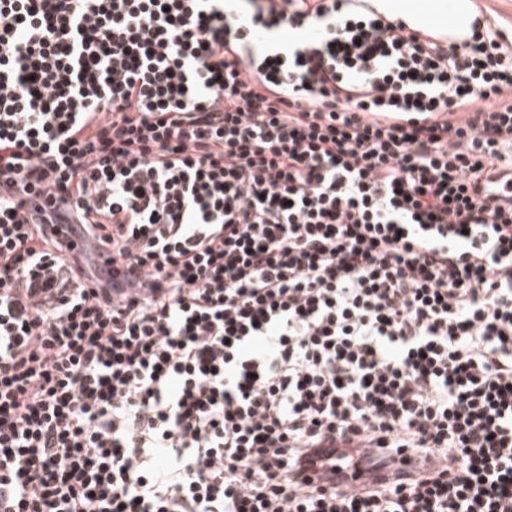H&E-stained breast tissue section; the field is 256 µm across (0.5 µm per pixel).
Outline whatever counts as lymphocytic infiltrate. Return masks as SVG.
Returning <instances> with one entry per match:
<instances>
[{"label": "lymphocytic infiltrate", "instance_id": "lymphocytic-infiltrate-1", "mask_svg": "<svg viewBox=\"0 0 512 512\" xmlns=\"http://www.w3.org/2000/svg\"><path fill=\"white\" fill-rule=\"evenodd\" d=\"M359 0H0V512H512V49ZM486 22V17L483 14L476 12L458 25L449 23L440 29H427L413 23H406L404 33L413 34L419 29H426L432 34V38L435 41L448 45H462L470 39L473 30L481 29Z\"/></svg>", "mask_w": 512, "mask_h": 512}]
</instances>
